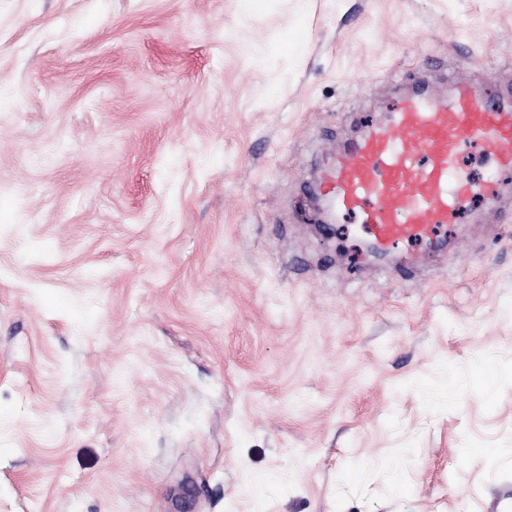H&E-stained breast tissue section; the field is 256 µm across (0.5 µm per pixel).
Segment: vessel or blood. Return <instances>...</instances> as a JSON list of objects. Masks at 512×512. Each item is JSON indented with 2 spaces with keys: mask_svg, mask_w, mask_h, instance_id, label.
Here are the masks:
<instances>
[{
  "mask_svg": "<svg viewBox=\"0 0 512 512\" xmlns=\"http://www.w3.org/2000/svg\"><path fill=\"white\" fill-rule=\"evenodd\" d=\"M475 146L499 171H512L511 106L468 86L445 98L421 93L337 159L323 193L337 216L357 217L376 249L429 239L471 199L491 193L460 165Z\"/></svg>",
  "mask_w": 512,
  "mask_h": 512,
  "instance_id": "b4317fda",
  "label": "vessel or blood"
}]
</instances>
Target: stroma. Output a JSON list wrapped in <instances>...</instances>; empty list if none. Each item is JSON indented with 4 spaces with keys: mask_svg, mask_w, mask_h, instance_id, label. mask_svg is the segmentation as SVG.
<instances>
[{
    "mask_svg": "<svg viewBox=\"0 0 512 512\" xmlns=\"http://www.w3.org/2000/svg\"><path fill=\"white\" fill-rule=\"evenodd\" d=\"M512 0H0V512H512V191L371 256L310 188Z\"/></svg>",
    "mask_w": 512,
    "mask_h": 512,
    "instance_id": "stroma-1",
    "label": "stroma"
}]
</instances>
